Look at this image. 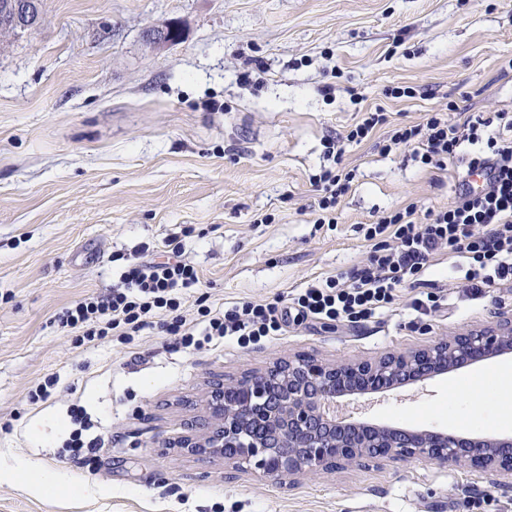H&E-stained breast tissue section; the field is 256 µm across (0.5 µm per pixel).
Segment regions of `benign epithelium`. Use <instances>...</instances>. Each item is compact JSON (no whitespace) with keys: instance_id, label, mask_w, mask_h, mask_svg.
I'll list each match as a JSON object with an SVG mask.
<instances>
[{"instance_id":"7a95c632","label":"benign epithelium","mask_w":512,"mask_h":512,"mask_svg":"<svg viewBox=\"0 0 512 512\" xmlns=\"http://www.w3.org/2000/svg\"><path fill=\"white\" fill-rule=\"evenodd\" d=\"M41 24L39 0H12L5 29ZM512 351V319L471 329L433 344L375 361L323 363L294 356L263 372L212 392L213 422L185 447L224 458L233 469H251L265 479L315 474L367 459H418L460 465L512 485V439L476 441L430 430L404 431L338 421L331 405L346 393L376 392L419 381L466 363Z\"/></svg>"}]
</instances>
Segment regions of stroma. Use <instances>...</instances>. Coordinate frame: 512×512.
I'll list each match as a JSON object with an SVG mask.
<instances>
[{
  "label": "stroma",
  "mask_w": 512,
  "mask_h": 512,
  "mask_svg": "<svg viewBox=\"0 0 512 512\" xmlns=\"http://www.w3.org/2000/svg\"><path fill=\"white\" fill-rule=\"evenodd\" d=\"M45 23L0 31V512H512V486L466 467L379 459L297 480L262 479L179 445L202 432L211 390L294 355L376 359L512 315V286L459 287L457 258L425 277L447 303L421 314L413 288L343 327L289 323L247 347L189 353L159 329L79 346L55 319L107 294L140 249L163 256L183 232L199 273L186 290L214 309L264 303L362 265L363 225L382 212L451 202L466 161L429 172L347 147L356 169L334 226L313 224L325 139L355 123L353 97L392 122L512 107V0H42ZM178 25L179 41L152 43ZM252 83H244L243 74ZM412 86V99L387 97ZM258 213L274 223L257 224ZM512 354L378 394L339 398L367 424L512 438L452 422L461 383L495 382ZM46 402L29 392L49 375ZM99 421L95 470L60 456L67 409ZM57 482L41 488L42 476Z\"/></svg>",
  "instance_id": "stroma-1"
}]
</instances>
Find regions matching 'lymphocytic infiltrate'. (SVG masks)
Wrapping results in <instances>:
<instances>
[{"mask_svg":"<svg viewBox=\"0 0 512 512\" xmlns=\"http://www.w3.org/2000/svg\"><path fill=\"white\" fill-rule=\"evenodd\" d=\"M384 126L390 132L382 154L410 152L432 171L446 169L464 153L468 172L487 167L493 176L476 190H456L448 206L436 210L422 214L412 203L382 212L364 229L374 247L363 266L308 284L287 305L245 301L216 310L201 301L195 320H188L182 292L195 286L199 275L182 259V245L174 236L164 259L132 261L110 294L86 297L67 308L58 318L60 329L85 344L112 335L136 336L157 324L183 348L197 351L227 337L244 346L278 335L295 316L340 325L371 318L392 304L401 288L422 286V274L447 253L465 261L463 287L490 289L511 282L512 112L505 109L454 121L439 108L423 122L395 127L383 107L362 110L346 135L328 140L325 154L331 164L311 178L319 193L312 209L315 223H336L340 199L353 186L355 170L341 165L346 146L361 144ZM68 414L70 429L62 447L79 464L92 466L98 446L92 420L80 405Z\"/></svg>","mask_w":512,"mask_h":512,"instance_id":"f902f5d3","label":"lymphocytic infiltrate"}]
</instances>
